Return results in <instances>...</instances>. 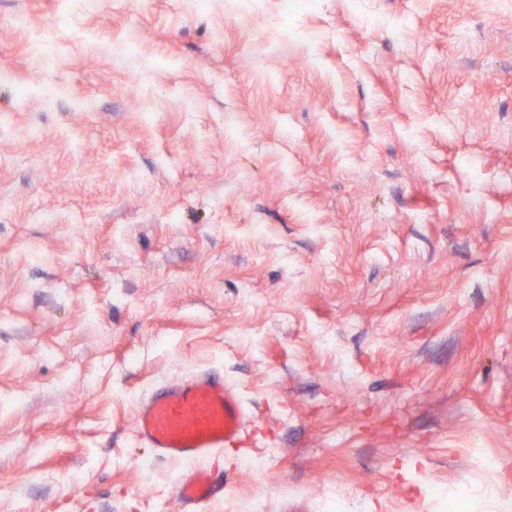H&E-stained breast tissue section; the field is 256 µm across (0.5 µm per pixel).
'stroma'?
<instances>
[{
  "label": "stroma",
  "mask_w": 512,
  "mask_h": 512,
  "mask_svg": "<svg viewBox=\"0 0 512 512\" xmlns=\"http://www.w3.org/2000/svg\"><path fill=\"white\" fill-rule=\"evenodd\" d=\"M58 9L0 0V512H182L136 403L210 371L278 456L197 512H512V0ZM71 7L68 11L61 14L58 18L54 20L53 29L48 32L42 34L38 46L42 49L52 47L54 39L53 32L59 30H67L71 29L72 20L75 16L76 10H87L91 8L95 4V0H75L69 1Z\"/></svg>",
  "instance_id": "obj_1"
}]
</instances>
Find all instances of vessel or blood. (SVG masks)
I'll return each mask as SVG.
<instances>
[{"instance_id": "b4317fda", "label": "vessel or blood", "mask_w": 512, "mask_h": 512, "mask_svg": "<svg viewBox=\"0 0 512 512\" xmlns=\"http://www.w3.org/2000/svg\"><path fill=\"white\" fill-rule=\"evenodd\" d=\"M249 423L236 389L223 375L204 372L152 387L138 404L134 432L159 458L188 465L177 487L188 510L219 494L206 461L223 448L242 446Z\"/></svg>"}]
</instances>
